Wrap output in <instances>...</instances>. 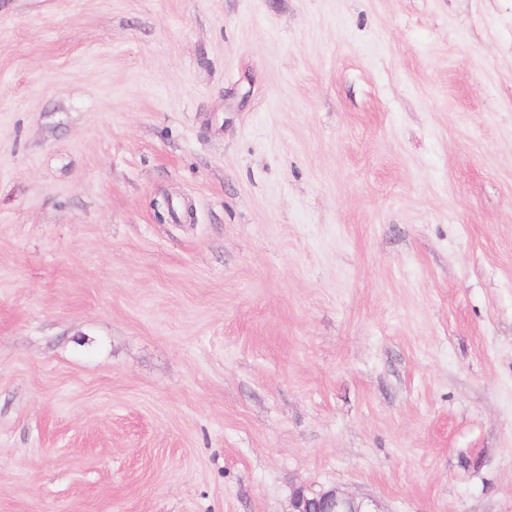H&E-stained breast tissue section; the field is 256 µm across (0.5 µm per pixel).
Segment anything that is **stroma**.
Segmentation results:
<instances>
[{"instance_id": "35a3bbf8", "label": "stroma", "mask_w": 512, "mask_h": 512, "mask_svg": "<svg viewBox=\"0 0 512 512\" xmlns=\"http://www.w3.org/2000/svg\"><path fill=\"white\" fill-rule=\"evenodd\" d=\"M512 512V0H0V512ZM289 512H381L374 500L346 492L339 487L312 491L293 490Z\"/></svg>"}]
</instances>
